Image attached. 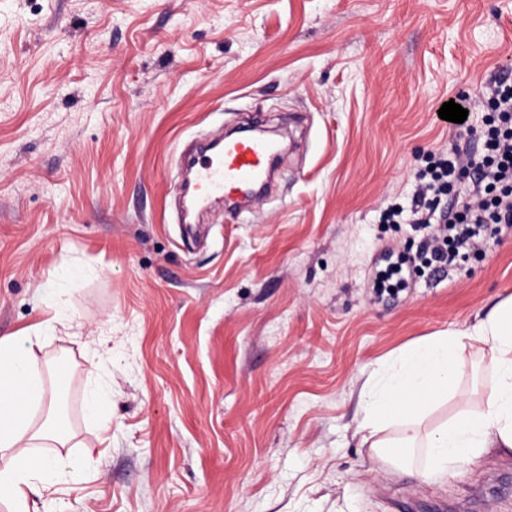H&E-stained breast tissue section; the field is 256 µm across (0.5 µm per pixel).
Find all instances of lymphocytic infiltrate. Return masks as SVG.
Here are the masks:
<instances>
[{
    "label": "lymphocytic infiltrate",
    "instance_id": "1",
    "mask_svg": "<svg viewBox=\"0 0 512 512\" xmlns=\"http://www.w3.org/2000/svg\"><path fill=\"white\" fill-rule=\"evenodd\" d=\"M485 102L490 119L481 134L482 160L464 158L455 149L432 152L416 171L411 208L424 232L418 255L438 272L480 253L489 225L512 223V82L489 86ZM462 177L469 180L465 195L452 210H440L442 197Z\"/></svg>",
    "mask_w": 512,
    "mask_h": 512
}]
</instances>
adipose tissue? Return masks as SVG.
I'll return each instance as SVG.
<instances>
[{
	"label": "adipose tissue",
	"mask_w": 512,
	"mask_h": 512,
	"mask_svg": "<svg viewBox=\"0 0 512 512\" xmlns=\"http://www.w3.org/2000/svg\"><path fill=\"white\" fill-rule=\"evenodd\" d=\"M466 337L490 344L495 383L482 409L421 432L420 424L434 405L460 394L452 351ZM37 342L27 333L0 337V502L10 504V512H40L38 503L45 494L78 471L74 459L63 452L70 436L65 418L36 416L54 399L53 387L33 365ZM393 422L402 425L399 435L383 438ZM360 429L371 437L378 456H390L396 463L405 459L407 450L423 448L425 464L408 470L420 484L447 479L489 451L512 452V296L473 328L432 336L400 351L366 394ZM35 448L47 449V456L32 460Z\"/></svg>",
	"instance_id": "adipose-tissue-1"
}]
</instances>
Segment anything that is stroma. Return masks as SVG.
<instances>
[{"label": "stroma", "mask_w": 512, "mask_h": 512, "mask_svg": "<svg viewBox=\"0 0 512 512\" xmlns=\"http://www.w3.org/2000/svg\"><path fill=\"white\" fill-rule=\"evenodd\" d=\"M494 77L512 0H0V336L37 331L84 468L49 512H512V454L420 485L358 432L373 367L512 295V227L371 287L416 253L417 156L480 150ZM251 112L289 145L275 187L186 235L184 151ZM490 357L467 341L463 389Z\"/></svg>", "instance_id": "35a3bbf8"}]
</instances>
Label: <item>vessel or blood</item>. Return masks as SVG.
Here are the masks:
<instances>
[{
    "label": "vessel or blood",
    "instance_id": "vessel-or-blood-1",
    "mask_svg": "<svg viewBox=\"0 0 512 512\" xmlns=\"http://www.w3.org/2000/svg\"><path fill=\"white\" fill-rule=\"evenodd\" d=\"M276 156L275 144L266 139L242 137L226 142L223 150L193 162L187 189L209 199L241 193L267 177Z\"/></svg>",
    "mask_w": 512,
    "mask_h": 512
}]
</instances>
